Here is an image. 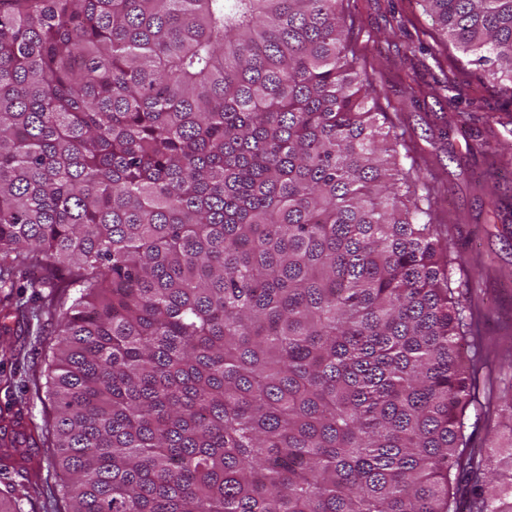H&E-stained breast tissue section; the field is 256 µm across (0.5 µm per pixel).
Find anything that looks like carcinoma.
Segmentation results:
<instances>
[{"label": "carcinoma", "mask_w": 512, "mask_h": 512, "mask_svg": "<svg viewBox=\"0 0 512 512\" xmlns=\"http://www.w3.org/2000/svg\"><path fill=\"white\" fill-rule=\"evenodd\" d=\"M346 2L0 0V335L56 319L69 512H512ZM421 2L512 81V0Z\"/></svg>", "instance_id": "1"}]
</instances>
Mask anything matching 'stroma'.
I'll use <instances>...</instances> for the list:
<instances>
[{"label": "stroma", "mask_w": 512, "mask_h": 512, "mask_svg": "<svg viewBox=\"0 0 512 512\" xmlns=\"http://www.w3.org/2000/svg\"><path fill=\"white\" fill-rule=\"evenodd\" d=\"M350 39L369 73L382 83L380 105L403 133L428 181L440 234L471 266L457 293L481 322L484 354L492 368L487 387L501 392L512 372L500 363L512 354V83L470 65L462 52L440 41L418 0H351ZM452 82L453 96H433L429 87ZM419 87L416 101L407 86ZM55 324L15 326V355H0V427L20 420L42 434L21 461L0 446V470L14 480L41 475L27 512H67L62 470L44 427L49 403L36 399L45 388Z\"/></svg>", "instance_id": "obj_1"}]
</instances>
